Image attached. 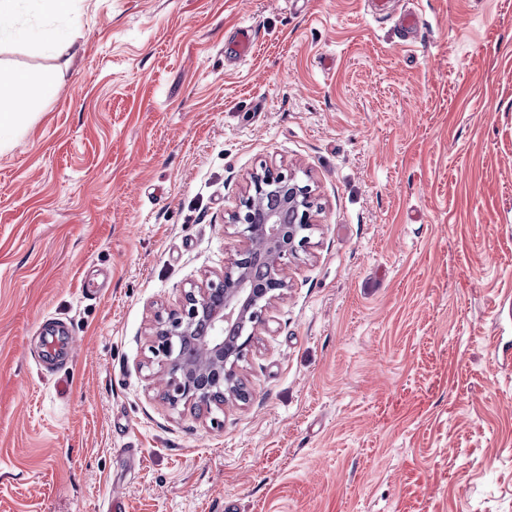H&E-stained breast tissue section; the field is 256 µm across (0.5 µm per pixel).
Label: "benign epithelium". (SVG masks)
<instances>
[{
    "mask_svg": "<svg viewBox=\"0 0 512 512\" xmlns=\"http://www.w3.org/2000/svg\"><path fill=\"white\" fill-rule=\"evenodd\" d=\"M316 211L311 186L296 174L264 168L252 175L230 215L242 249L224 272L184 291L179 310L158 319L154 328L150 350L171 404L193 401L208 411L246 400L238 362L265 323L266 311L287 296L285 268L308 244ZM253 259L268 265L267 279L258 284L250 275Z\"/></svg>",
    "mask_w": 512,
    "mask_h": 512,
    "instance_id": "1",
    "label": "benign epithelium"
}]
</instances>
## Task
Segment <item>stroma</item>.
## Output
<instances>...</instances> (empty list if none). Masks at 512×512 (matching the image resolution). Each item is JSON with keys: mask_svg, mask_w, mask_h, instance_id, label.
<instances>
[{"mask_svg": "<svg viewBox=\"0 0 512 512\" xmlns=\"http://www.w3.org/2000/svg\"><path fill=\"white\" fill-rule=\"evenodd\" d=\"M17 21L73 46L0 42L32 82L0 142V512H512V0ZM265 166L319 211L237 368L249 398L170 404L152 328L227 267ZM57 326L64 397L37 362Z\"/></svg>", "mask_w": 512, "mask_h": 512, "instance_id": "1", "label": "stroma"}]
</instances>
